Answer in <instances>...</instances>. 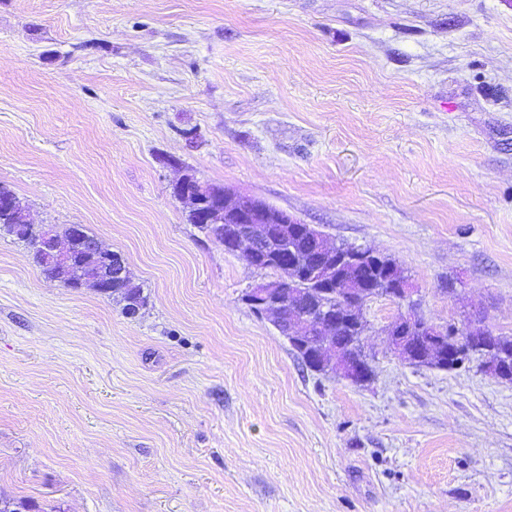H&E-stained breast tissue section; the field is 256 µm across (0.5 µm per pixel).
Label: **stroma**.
Masks as SVG:
<instances>
[{
    "label": "stroma",
    "instance_id": "stroma-1",
    "mask_svg": "<svg viewBox=\"0 0 512 512\" xmlns=\"http://www.w3.org/2000/svg\"><path fill=\"white\" fill-rule=\"evenodd\" d=\"M185 173L393 258L433 324L512 336V0H0V182L148 297L126 317L0 236V500L512 512V384L393 355L386 297L370 383L309 371Z\"/></svg>",
    "mask_w": 512,
    "mask_h": 512
}]
</instances>
